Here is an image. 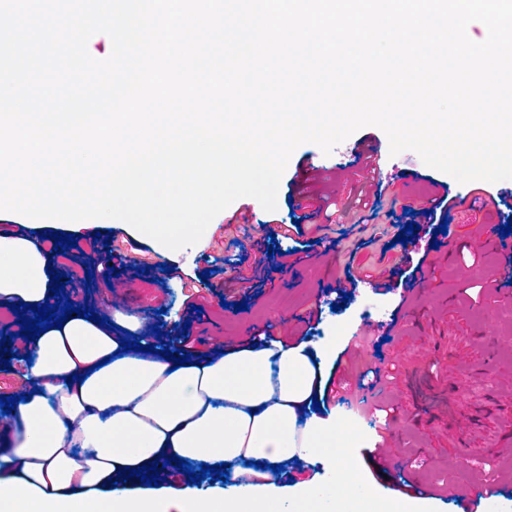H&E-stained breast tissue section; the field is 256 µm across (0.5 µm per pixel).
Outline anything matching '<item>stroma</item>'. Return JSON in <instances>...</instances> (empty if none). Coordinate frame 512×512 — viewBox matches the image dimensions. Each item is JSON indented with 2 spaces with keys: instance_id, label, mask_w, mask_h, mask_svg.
<instances>
[{
  "instance_id": "35a3bbf8",
  "label": "stroma",
  "mask_w": 512,
  "mask_h": 512,
  "mask_svg": "<svg viewBox=\"0 0 512 512\" xmlns=\"http://www.w3.org/2000/svg\"><path fill=\"white\" fill-rule=\"evenodd\" d=\"M370 142L379 149L373 170L365 169L361 156ZM361 185L382 193L378 215L361 227L349 217L339 224L311 218L318 197L331 194L341 207ZM478 186L497 194L512 190V180L458 183L414 151L390 154L385 133L366 126L328 155L311 143L299 146L274 211L237 199L214 218L205 242L182 253L161 252L155 240L117 221L77 235L76 248L54 256L51 268L86 266L87 275L72 277L65 288L70 300L103 317L115 310L152 313L162 341L172 346H179L181 325L189 323L201 355L217 338L229 346L252 345L254 328L269 325L277 339L313 351L324 337H335L341 349L327 362L325 376L341 379L343 388L327 412H340L342 400L353 396L396 408L386 432L359 431L348 452L374 497L394 495L397 483L413 481L430 488L435 512H512V288L501 285L512 255V235L503 236L501 226L512 221V212L473 208ZM445 192L457 202L446 233L417 230L409 242H397L409 211L430 207ZM243 213L247 222L234 223ZM294 217L302 218L305 230L297 240L284 235ZM271 244L279 255L268 256ZM244 251L249 261H241ZM209 254L220 257L224 272L212 277V295L193 314L187 298ZM260 257L270 273L250 299L240 279L251 275V261ZM419 260L423 277L407 281L409 262ZM111 270L115 278L105 279ZM351 283L356 290L342 301L339 289ZM241 301L247 310H233ZM310 314L318 320L312 331L303 322ZM377 367L389 371V379L359 386L360 374ZM412 375L438 386L452 413L414 404L407 391ZM375 448L389 472L367 464ZM487 483L498 485L496 497H474Z\"/></svg>"
}]
</instances>
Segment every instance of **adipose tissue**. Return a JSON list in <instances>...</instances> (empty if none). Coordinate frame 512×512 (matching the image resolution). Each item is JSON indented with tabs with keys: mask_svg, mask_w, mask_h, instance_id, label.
<instances>
[{
	"mask_svg": "<svg viewBox=\"0 0 512 512\" xmlns=\"http://www.w3.org/2000/svg\"><path fill=\"white\" fill-rule=\"evenodd\" d=\"M48 258L35 238L0 234V308L49 298ZM113 325L70 315L28 344L32 386L0 433L12 436V472L0 480V512H349L363 487L348 457L355 433L311 413L323 393L319 355L283 342L230 349L173 367L163 355L124 353L125 333L147 319L121 311ZM78 375L76 383L67 378ZM193 464H232L233 485L205 496L113 485L118 470L160 454ZM317 457L333 474L318 485H283L276 464ZM262 469L245 482L246 462Z\"/></svg>",
	"mask_w": 512,
	"mask_h": 512,
	"instance_id": "obj_1",
	"label": "adipose tissue"
}]
</instances>
